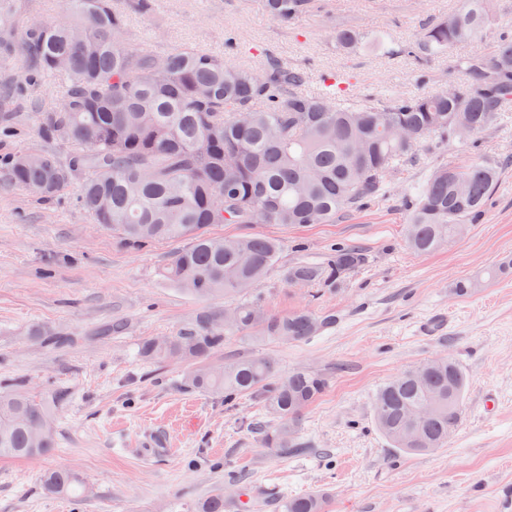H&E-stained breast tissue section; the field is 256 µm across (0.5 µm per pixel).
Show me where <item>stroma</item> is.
<instances>
[{
	"instance_id": "stroma-1",
	"label": "stroma",
	"mask_w": 512,
	"mask_h": 512,
	"mask_svg": "<svg viewBox=\"0 0 512 512\" xmlns=\"http://www.w3.org/2000/svg\"><path fill=\"white\" fill-rule=\"evenodd\" d=\"M132 43L156 55L195 48L257 70L276 63L306 73L303 89L319 95L332 74L356 78L362 100L418 95L459 82L454 55L491 51L512 36V0H491L476 43L454 54L422 59L407 48L460 0H317L286 22L272 20L263 0H112ZM383 33L347 52L337 29ZM20 62L0 61V154L34 152L45 143L37 112L59 102L61 80L23 83ZM476 156L502 162L512 154V113L477 137ZM441 143L423 153L368 207L332 224H215L216 238L261 234L277 239V263L246 297L267 313L305 307L332 312L336 325L298 344L230 337L224 355L272 357L280 371L305 367L328 387L298 423L304 453L283 457L264 448L261 407L249 397L225 406L222 397L183 388L186 364L155 365L139 346L178 336L203 305L163 280L175 250L158 242L136 250L97 227L71 186L45 202L12 183L0 164V389L19 387L57 406L53 456L0 459V512H193L223 486L228 472L247 487L299 496L323 489L330 512H512V272L466 294L457 281L512 260V164H503L481 220L427 256L404 241L408 187L432 167L464 162ZM339 243L365 249L367 264L340 289L291 288L284 273L300 261L323 260ZM54 330L52 341L29 336ZM448 356L469 378L464 418L448 446L405 455L375 430L373 395L402 370ZM67 467L86 481V498L45 495L41 475Z\"/></svg>"
}]
</instances>
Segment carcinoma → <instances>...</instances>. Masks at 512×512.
I'll list each match as a JSON object with an SVG mask.
<instances>
[{
	"label": "carcinoma",
	"mask_w": 512,
	"mask_h": 512,
	"mask_svg": "<svg viewBox=\"0 0 512 512\" xmlns=\"http://www.w3.org/2000/svg\"><path fill=\"white\" fill-rule=\"evenodd\" d=\"M489 0H463L448 20L431 26L411 48L421 57L449 53L476 38L485 26ZM313 0H266L270 16L286 21L310 11ZM75 25L20 18L16 0H0V59L23 61L29 80L56 76L63 100L36 116L48 144L78 147L70 162L51 150L17 152L6 158L11 181L51 200L80 176L79 203L98 226L118 233L132 247L183 241L161 275L190 296L222 297L224 309L202 311L188 333L149 338L140 356L154 364L188 365L185 388L257 401L271 418L265 447L288 456L299 452L297 424L326 389L323 376L304 368L287 373L261 357L211 358L230 336L300 343L336 326L332 313L294 310L272 316L240 301L277 262L280 243L244 236L219 239L213 224H331L336 215L379 199L389 178L417 162V151L434 141L452 142L461 153L472 138L496 126L512 108V38L490 53L455 59L464 81L433 93L354 102L348 79L326 78L327 91H301L306 74L272 65L263 71L206 52L182 49L159 57L128 41L123 15L112 0H66ZM362 36L336 31V43L353 50ZM500 175L496 163H442L412 197L405 240L427 255L460 235L482 215ZM368 260L358 246L338 244L319 262L290 266V286L336 289ZM467 379L449 358L408 369L380 386L372 421L391 447L428 453L448 445L465 414ZM59 394L37 399L0 393V459L50 457L58 443L54 425ZM240 476L198 503L196 512H224L244 492ZM50 495L81 499L83 479L65 467L47 470ZM279 512H328L330 497L314 491L275 496Z\"/></svg>",
	"instance_id": "obj_1"
}]
</instances>
